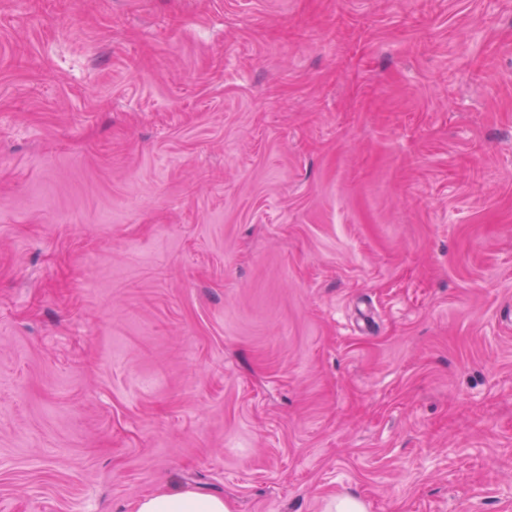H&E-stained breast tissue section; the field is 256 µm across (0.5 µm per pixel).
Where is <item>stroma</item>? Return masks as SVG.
Returning <instances> with one entry per match:
<instances>
[{
	"label": "stroma",
	"mask_w": 512,
	"mask_h": 512,
	"mask_svg": "<svg viewBox=\"0 0 512 512\" xmlns=\"http://www.w3.org/2000/svg\"><path fill=\"white\" fill-rule=\"evenodd\" d=\"M512 512V0H0V512ZM132 512H232V507L224 497L185 489L140 497Z\"/></svg>",
	"instance_id": "stroma-1"
}]
</instances>
